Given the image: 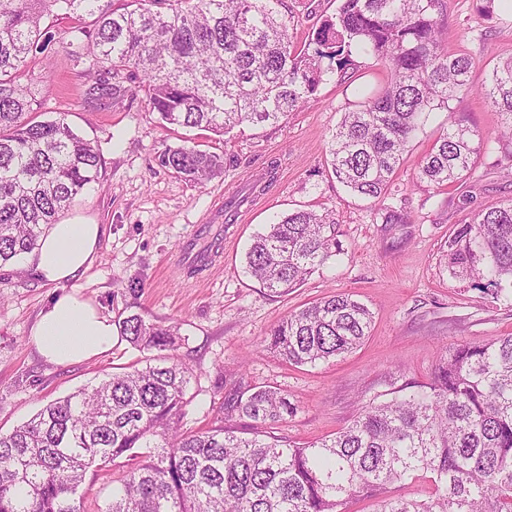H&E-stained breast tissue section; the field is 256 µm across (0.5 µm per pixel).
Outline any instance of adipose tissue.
Masks as SVG:
<instances>
[{"mask_svg": "<svg viewBox=\"0 0 512 512\" xmlns=\"http://www.w3.org/2000/svg\"><path fill=\"white\" fill-rule=\"evenodd\" d=\"M100 234L97 224L48 225L39 246L25 254L23 262L49 283L78 279L97 258ZM116 335L110 318L75 292L58 296L31 330L39 354L58 365L86 362L106 353Z\"/></svg>", "mask_w": 512, "mask_h": 512, "instance_id": "1", "label": "adipose tissue"}]
</instances>
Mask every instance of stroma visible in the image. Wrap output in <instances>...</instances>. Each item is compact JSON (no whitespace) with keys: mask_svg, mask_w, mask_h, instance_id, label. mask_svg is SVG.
I'll return each instance as SVG.
<instances>
[{"mask_svg":"<svg viewBox=\"0 0 512 512\" xmlns=\"http://www.w3.org/2000/svg\"><path fill=\"white\" fill-rule=\"evenodd\" d=\"M339 0H280L278 9L298 46H308L320 22ZM448 0L449 51L466 50L481 85L497 62L512 57V0ZM70 20L55 19V38L32 65L39 80L38 112L64 118L97 144L100 184L65 214L101 225L98 257L79 279L46 284L32 268L0 269V429L30 419L47 403L94 384L148 352L113 341L109 352L69 365L47 362L31 328L59 295L76 292L112 320L131 314L179 327L171 355L191 370L187 429L209 427L221 380L245 378L289 395L297 413L280 422L277 435L308 444L346 426L369 402L386 401L403 387L430 381L449 349L512 333V305L450 278L442 252L456 224L470 211L512 199V165L500 149L476 159L464 184L433 187L417 178L419 162L448 125L463 119L495 136L500 116L477 93L438 111L411 143L391 191L405 200L408 224L382 223L372 200L351 195L328 164V141L354 88L385 75L374 58H356L350 80L327 75L303 107L276 124L203 138L191 128L161 127L143 93L126 92L112 103L88 102L83 69L66 48ZM199 146L222 154L224 170L204 183L161 167L165 148ZM470 190V210L457 206ZM300 209L332 210L343 253L335 266L313 273L282 298L264 295L245 269L254 234L277 216ZM213 250L211 263L195 270L185 250ZM347 292L373 314L372 331L354 352L316 366L282 362L263 344L269 330L323 296Z\"/></svg>","mask_w":512,"mask_h":512,"instance_id":"1","label":"stroma"}]
</instances>
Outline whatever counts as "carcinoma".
<instances>
[{
	"mask_svg": "<svg viewBox=\"0 0 512 512\" xmlns=\"http://www.w3.org/2000/svg\"><path fill=\"white\" fill-rule=\"evenodd\" d=\"M278 0H0V267L38 244L76 198L100 183L93 141L64 119L34 115L27 70L54 40L49 17L73 22L71 57L89 63L87 96L110 101L125 79L143 91L165 126L223 136L244 125L276 124L305 105L323 76L345 72L353 55L387 72L366 83L332 134L331 172L353 194L380 205L384 224H408L386 203L392 176L431 113L448 128L421 160L417 179L433 186L467 179L474 157L494 141L512 157V60L494 67L478 93L501 116L489 140L453 117L450 102L473 91V57L448 51V0H340L299 50ZM93 18V30L82 25ZM160 166L193 182L223 169L224 157L166 148ZM334 211L296 210L267 225L246 266L269 297H282L341 254ZM450 277L512 303V202L479 210L448 238ZM372 313L345 292L304 307L265 342L284 362L316 366L349 354L369 336ZM118 333L160 363H134L47 404L0 432V512H81L87 475L125 459L103 512H512V334L464 343L440 360L431 382L378 404L308 445L274 426L295 404L270 386L224 383L216 421L182 430L190 370L162 352L179 329L138 314ZM431 474L434 493L407 499L395 487Z\"/></svg>",
	"mask_w": 512,
	"mask_h": 512,
	"instance_id": "cac0c4a2",
	"label": "carcinoma"
}]
</instances>
